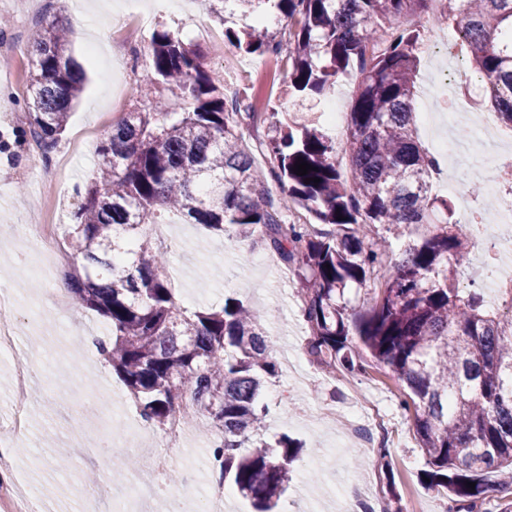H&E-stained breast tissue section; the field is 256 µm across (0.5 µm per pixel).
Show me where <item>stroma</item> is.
<instances>
[{
	"mask_svg": "<svg viewBox=\"0 0 512 512\" xmlns=\"http://www.w3.org/2000/svg\"><path fill=\"white\" fill-rule=\"evenodd\" d=\"M152 17V28L178 33L196 45L208 71L223 75L231 93L246 92L258 112L254 128L244 129L245 141L266 140L271 127L297 112L317 116L322 105L340 97L343 112H350L354 75L337 79L332 91L314 99L289 95L291 67L287 58L241 55L237 67L225 71L224 24L218 0H196L191 9L158 11L155 0H141ZM127 8L125 0H0V17L7 19L0 38L11 41L15 55L8 73L0 72V111L12 114L11 124L0 123V138L9 149L0 151V276H7L17 303L19 347L44 368L31 391V427L16 445L15 476L29 492L46 503L48 512H72L82 499H97L101 481L121 491L130 472L121 458L142 460L143 454L128 435L134 399L109 363L78 341V333L103 330L102 317L73 304L42 309L32 315L28 302L33 291H46L67 281L72 262L60 265L50 278H33L25 269L33 260L24 224L34 211L43 210L50 223H72L80 202L78 187L92 177L95 153L110 131L108 113H125L138 100L137 83L147 75L133 48H122ZM64 18L74 30L71 58L86 72L85 89L49 158L29 144L11 141L14 128L25 126L28 109V48L34 37L54 18ZM433 11L407 17L408 27L421 30L425 48L420 51L417 87H424L430 68L427 45L439 54L451 44L438 42L440 33L455 35L454 25H436ZM173 239L167 247L169 273L183 306H221L225 297L246 301L258 314L262 327L277 342L273 355L280 371L267 384L262 401L268 410L271 433H288L301 444L292 466L286 493L276 512H336L347 488L362 480L372 485L371 504L386 506L393 496L403 505L420 503L423 512H448L446 495L424 483L426 460L415 434L412 413L400 408V386L385 369L373 368L362 377L319 369L307 354L310 328L302 315L299 284L289 266L272 250L258 245L241 264L240 240L233 233L215 236L183 217L162 218ZM94 389L100 399L96 428L72 417V395ZM361 390L377 407L385 433L357 429L352 416V394ZM388 438L391 472L375 465L381 438ZM197 425L187 426L174 440L172 471L182 497L201 502L215 487L212 477L199 470L205 450Z\"/></svg>",
	"mask_w": 512,
	"mask_h": 512,
	"instance_id": "1",
	"label": "stroma"
}]
</instances>
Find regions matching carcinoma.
<instances>
[{"mask_svg": "<svg viewBox=\"0 0 512 512\" xmlns=\"http://www.w3.org/2000/svg\"><path fill=\"white\" fill-rule=\"evenodd\" d=\"M244 16L269 8L292 23L288 43L264 28L227 27L224 45L246 55L286 54L300 96L324 94L351 69L358 82L341 151L303 114L272 129L262 170L243 145L257 113L228 98L194 45L156 30L144 48L150 92L112 126L94 178L73 213L68 240L82 265L69 276L73 303L108 326L101 353L144 419L162 429L176 416L224 434L215 474L273 512L297 450L271 445L264 384L277 376L272 343L256 313L235 297L190 312L176 299L167 260L146 226L177 213L212 233L235 230L293 265L312 336L311 361L364 375L387 368L413 411L431 471L428 486L452 506L485 498L487 473L512 478V295L500 313L475 289L456 288L470 233L452 202L432 193L433 158L415 120L421 33L402 19L431 0H225ZM453 20L474 73L512 127V0H445L436 22ZM72 30L56 20L29 48L28 126L22 135L49 157L84 89L68 55ZM304 161L308 174L294 173ZM320 179L319 183L312 179ZM302 208L313 219L294 224ZM344 219H338V216ZM411 240L389 261L392 240ZM364 291L363 309L346 293ZM475 483V488L466 483Z\"/></svg>", "mask_w": 512, "mask_h": 512, "instance_id": "cac0c4a2", "label": "carcinoma"}]
</instances>
